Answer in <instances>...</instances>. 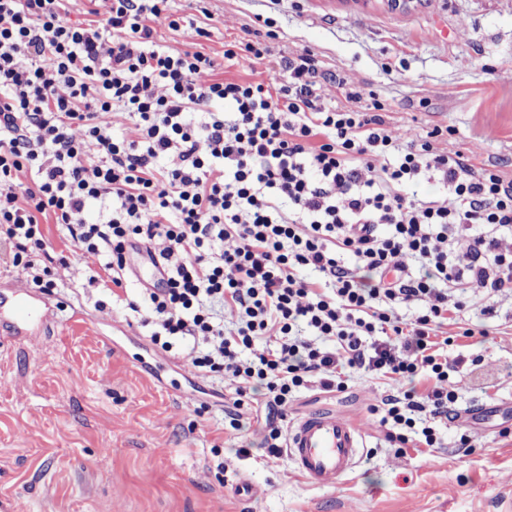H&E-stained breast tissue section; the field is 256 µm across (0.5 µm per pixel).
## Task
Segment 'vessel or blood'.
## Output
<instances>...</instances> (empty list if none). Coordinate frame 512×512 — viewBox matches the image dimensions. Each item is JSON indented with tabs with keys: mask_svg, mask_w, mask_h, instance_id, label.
<instances>
[{
	"mask_svg": "<svg viewBox=\"0 0 512 512\" xmlns=\"http://www.w3.org/2000/svg\"><path fill=\"white\" fill-rule=\"evenodd\" d=\"M10 306L11 324L16 329L49 309L46 301L25 290L14 295ZM364 442L365 430L360 422L332 411H318L289 425L287 454L310 484L330 487L354 471Z\"/></svg>",
	"mask_w": 512,
	"mask_h": 512,
	"instance_id": "obj_1",
	"label": "vessel or blood"
}]
</instances>
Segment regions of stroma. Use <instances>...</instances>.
Masks as SVG:
<instances>
[{
    "label": "stroma",
    "mask_w": 512,
    "mask_h": 512,
    "mask_svg": "<svg viewBox=\"0 0 512 512\" xmlns=\"http://www.w3.org/2000/svg\"><path fill=\"white\" fill-rule=\"evenodd\" d=\"M211 37L201 51L252 39L273 19L272 60L310 51L322 70L380 102L390 127L445 129L439 146L474 153L512 178V0H209ZM395 73H387L386 65ZM36 256L53 287L31 285L54 309L50 328L0 329V512H512V296L467 293L451 321L463 411L478 412L472 448L455 426L440 448L395 455L366 422L372 383L353 376L333 394L302 391L289 419L330 410L365 422L367 448L335 486L303 481L287 457L267 460L252 431L225 438L228 384L193 375L181 355L154 348L152 326L131 304L159 274L131 252L124 301L91 286L97 262L51 230ZM492 314H484L486 305ZM466 328L474 337H463ZM202 415H195L196 407ZM110 449L102 458V449Z\"/></svg>",
    "instance_id": "obj_1"
}]
</instances>
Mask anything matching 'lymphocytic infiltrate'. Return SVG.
I'll return each mask as SVG.
<instances>
[{"label": "lymphocytic infiltrate", "mask_w": 512, "mask_h": 512, "mask_svg": "<svg viewBox=\"0 0 512 512\" xmlns=\"http://www.w3.org/2000/svg\"><path fill=\"white\" fill-rule=\"evenodd\" d=\"M65 2L0 0V250L13 267L31 272L50 222L101 259L106 288L147 245L164 272L145 293L152 342H191L188 368L234 387L225 432L259 420L271 457L296 393L344 391L357 371L390 387L368 410L396 454L441 447L460 387L439 331L464 294L512 289V178L440 150L442 129L356 109L360 92L309 52L284 59L282 78L226 79L206 53L158 42L157 27H181L172 0H104L103 18L76 24ZM116 112L137 139L113 136ZM429 173L438 192L411 197ZM95 205L104 220L86 223Z\"/></svg>", "instance_id": "obj_1"}]
</instances>
